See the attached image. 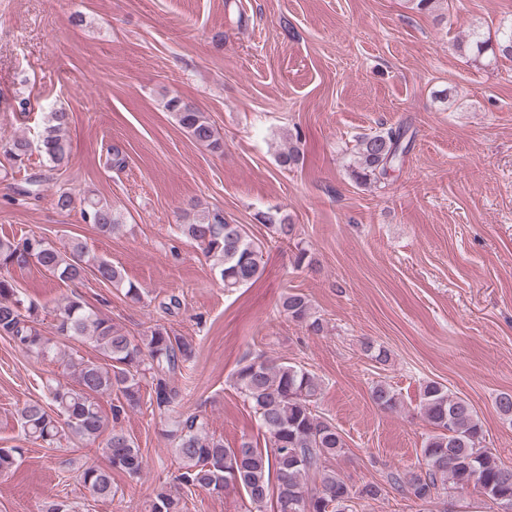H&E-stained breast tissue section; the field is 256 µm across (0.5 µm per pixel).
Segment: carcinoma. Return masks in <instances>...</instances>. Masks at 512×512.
I'll list each match as a JSON object with an SVG mask.
<instances>
[{
	"mask_svg": "<svg viewBox=\"0 0 512 512\" xmlns=\"http://www.w3.org/2000/svg\"><path fill=\"white\" fill-rule=\"evenodd\" d=\"M456 48L476 61L482 60L489 50L512 59V25L498 29L494 46L474 29ZM167 108L174 112L178 125L193 141L213 153H224V140L194 104L173 97ZM69 124L70 114L64 109L48 112L36 144L18 137L6 152L21 162L35 147L52 168L58 169L68 162L65 134ZM410 147L408 128L402 125L360 137L351 167L353 179L360 185L379 181L400 165ZM82 216L84 222L104 235L121 224L112 204L94 197L85 199ZM185 219V223L178 225L179 231L213 260L224 288H240L261 276L263 243L253 239L244 225L232 224L223 214L197 204L185 212ZM264 226L277 239H295V225L277 212L266 213ZM31 265L49 272L63 284L79 282L91 271L100 282L124 290L125 297L141 299V289L126 279L122 268L90 254L79 240L60 248L35 235L0 239L1 271ZM280 307L309 332L318 335L324 331L323 319L304 294L288 293ZM40 322V306L21 297L13 281L1 274L0 336L28 355L55 358L59 347L43 334ZM54 330L58 336L88 344L99 353L100 360L81 359L71 364L72 384L56 379L46 381L45 401L26 403L20 410V423L25 436L49 448L63 440L101 442L106 464L85 466L80 480L97 499L110 501L116 494L114 473L137 477L145 467L138 444L119 426L121 417L141 405L142 383L147 379L151 380L150 404L160 410L174 404L180 396L174 376L193 357L195 345L158 324L139 338L131 336L112 320L86 309L76 293L57 307ZM234 385L257 414L269 435L270 446L262 449L243 441L235 448L226 447L223 440L208 434L203 415L182 416L171 431L179 460L172 478L175 485L212 493L239 489L257 510L268 500H274L276 512H287L294 503L298 504L299 512H349L354 496H381V485L368 483L355 493L336 471L328 468L327 462L343 451L345 442L336 426L314 409L322 382L313 372L257 354L239 362ZM102 395L115 396L110 421L98 403ZM371 398L383 411L393 412L400 405L398 394L384 381L372 386ZM421 410L432 426L420 448L424 467L391 476L389 484L394 489L422 506H429L440 496L455 493L471 482L480 487L492 504L501 498L512 500V467L504 465L483 445L482 423L468 400L436 381H429L422 387ZM311 475L319 480L314 488L306 484ZM180 503L179 494L160 492L152 501L150 512H181Z\"/></svg>",
	"mask_w": 512,
	"mask_h": 512,
	"instance_id": "carcinoma-1",
	"label": "carcinoma"
}]
</instances>
